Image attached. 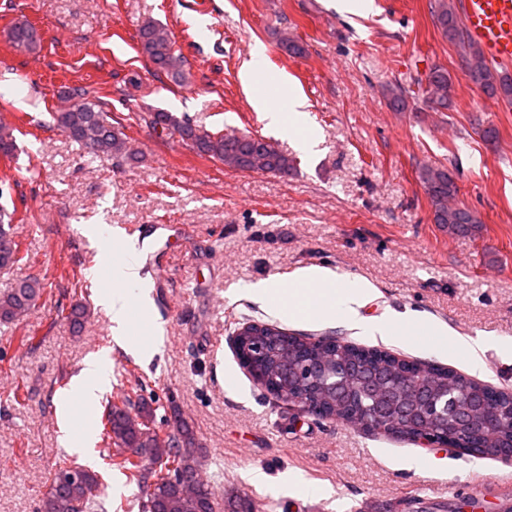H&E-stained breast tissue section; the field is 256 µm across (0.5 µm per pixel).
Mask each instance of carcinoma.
<instances>
[{"label":"carcinoma","instance_id":"carcinoma-1","mask_svg":"<svg viewBox=\"0 0 512 512\" xmlns=\"http://www.w3.org/2000/svg\"><path fill=\"white\" fill-rule=\"evenodd\" d=\"M434 16L444 37L462 47L469 79L489 96L512 99V78L503 76L490 66L480 50L465 38L458 14L448 0H436ZM9 39L18 50L31 51L37 47L35 28L26 22L14 24ZM139 51L155 67L175 81L184 76L185 60L175 48L168 30L153 20L139 26ZM430 86H424L420 75L402 81L396 79L382 88L389 106L404 112L410 105L423 103L432 112H445L453 106L454 78L448 69L434 65L429 75ZM74 102L53 114L56 126L69 139L97 157H119L128 153L124 132L113 126L112 118L100 105L87 98L83 89L74 90ZM151 123L171 127L191 142L201 153L241 172L252 169V160L258 155L264 159L262 171L286 176L295 169V159L262 137L250 134L212 133L187 121H180L169 112L157 111L150 115ZM419 180L429 199L433 223L442 228L453 226L458 232H475L481 219L477 212L451 204L457 194V184L447 168L424 166ZM24 254L14 239L9 224H0V268L11 269L23 265ZM44 288L40 279L27 275L0 290V322L17 319V312L35 305ZM87 317L85 305H70L66 319L75 332H80ZM339 343L326 338H306L290 333L276 324H248L240 335L237 352L250 360L246 369L250 376L276 400L288 402V375L303 382L300 391L311 394L314 415L320 412L350 422L373 409H384L379 430L400 439H413L424 428H434L459 437L469 445V452L489 456L488 449L502 448L512 442V434L486 430L479 419L459 429L453 416L443 419L426 408L412 404L420 371L411 376L412 382L401 387L384 401L381 397L365 394L359 382L348 378L349 393L344 395L336 384V372L312 381L310 374L316 366H326L336 358ZM353 367L363 368L383 379L387 386L403 379L408 361L398 355L379 349H367L353 344L345 346ZM463 381L449 367L432 368L425 382L426 391L441 399L452 396ZM157 408L145 399L126 398L121 404H110L102 419V435L107 444L117 448L122 456L120 467L130 478L141 483V512H215L213 492L200 477L202 448L191 422L177 413L163 418L170 427L169 444L160 441L156 422ZM100 478L92 469L62 461L44 493L39 512H99L102 509Z\"/></svg>","mask_w":512,"mask_h":512}]
</instances>
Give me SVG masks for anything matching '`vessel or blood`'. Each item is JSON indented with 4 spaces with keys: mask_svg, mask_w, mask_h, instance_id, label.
<instances>
[{
    "mask_svg": "<svg viewBox=\"0 0 512 512\" xmlns=\"http://www.w3.org/2000/svg\"><path fill=\"white\" fill-rule=\"evenodd\" d=\"M462 22L487 59L512 64V0H462Z\"/></svg>",
    "mask_w": 512,
    "mask_h": 512,
    "instance_id": "1",
    "label": "vessel or blood"
}]
</instances>
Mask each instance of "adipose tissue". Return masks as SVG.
<instances>
[{
    "label": "adipose tissue",
    "mask_w": 512,
    "mask_h": 512,
    "mask_svg": "<svg viewBox=\"0 0 512 512\" xmlns=\"http://www.w3.org/2000/svg\"><path fill=\"white\" fill-rule=\"evenodd\" d=\"M255 111L261 112L268 129L276 135L291 140L307 155H315L320 139L307 128L306 102L298 95L290 100V111L277 108L274 98L252 99ZM248 294L263 304L288 308L289 311L308 316L329 317L349 329H361L368 335L383 339L396 335L395 317L386 316L370 320L362 316L371 289L354 281L337 286L333 272L319 267L302 268L288 278L287 284L264 280L247 285ZM97 303L110 321L111 336L121 347H129L131 335L130 313L133 306L150 307V288L141 273L140 252L135 243H127L123 261L112 268L111 286L99 289ZM112 358L110 352L90 355L80 373L75 376L68 390L54 398L59 429L58 440L62 447L78 452L91 451L94 446L92 416L101 397L110 384ZM82 416L84 424L73 430L75 416Z\"/></svg>",
    "instance_id": "1"
}]
</instances>
